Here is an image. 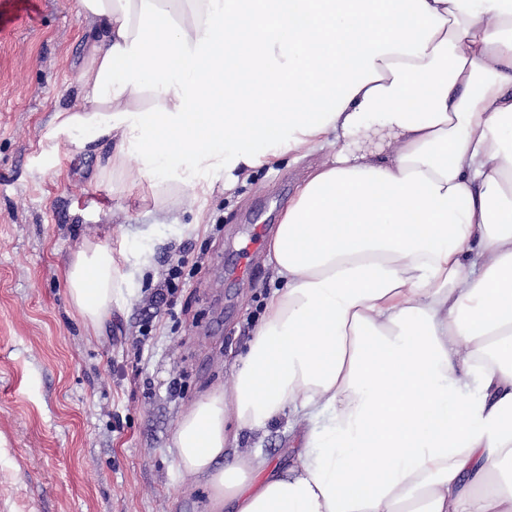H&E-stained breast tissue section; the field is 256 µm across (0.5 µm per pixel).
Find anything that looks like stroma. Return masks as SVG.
I'll return each mask as SVG.
<instances>
[{
  "instance_id": "obj_1",
  "label": "stroma",
  "mask_w": 512,
  "mask_h": 512,
  "mask_svg": "<svg viewBox=\"0 0 512 512\" xmlns=\"http://www.w3.org/2000/svg\"><path fill=\"white\" fill-rule=\"evenodd\" d=\"M88 55L77 0H0V512H208L173 465L171 434L194 400L231 387L281 286L266 245L240 252L253 225L273 228L329 154L256 169L204 200L182 194L172 214L144 206L95 179L93 155L45 138L76 104ZM87 241L153 252L96 333L59 276ZM308 428L287 415L238 450L285 469Z\"/></svg>"
}]
</instances>
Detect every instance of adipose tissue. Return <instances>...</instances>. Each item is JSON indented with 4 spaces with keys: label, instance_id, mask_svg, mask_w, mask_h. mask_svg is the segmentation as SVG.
I'll return each mask as SVG.
<instances>
[{
    "label": "adipose tissue",
    "instance_id": "obj_1",
    "mask_svg": "<svg viewBox=\"0 0 512 512\" xmlns=\"http://www.w3.org/2000/svg\"><path fill=\"white\" fill-rule=\"evenodd\" d=\"M79 102L46 138L156 209L335 152L269 243L282 281L171 435L209 512H512V0H78ZM135 167H128V160ZM62 279L99 331L137 268ZM294 409L287 472L231 449Z\"/></svg>",
    "mask_w": 512,
    "mask_h": 512
}]
</instances>
